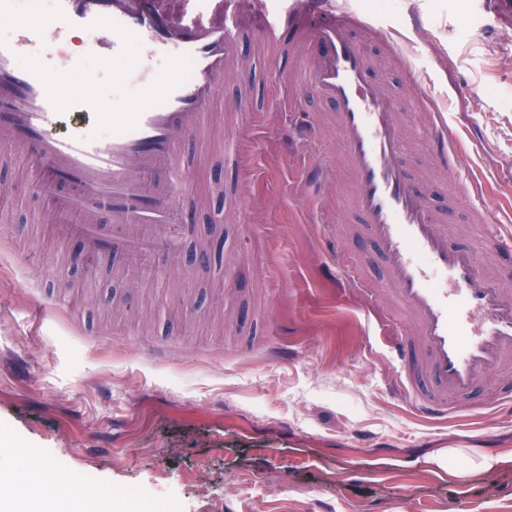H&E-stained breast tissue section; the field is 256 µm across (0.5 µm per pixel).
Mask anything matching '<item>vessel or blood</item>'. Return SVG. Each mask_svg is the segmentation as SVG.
I'll use <instances>...</instances> for the list:
<instances>
[{
    "label": "vessel or blood",
    "instance_id": "b4317fda",
    "mask_svg": "<svg viewBox=\"0 0 512 512\" xmlns=\"http://www.w3.org/2000/svg\"><path fill=\"white\" fill-rule=\"evenodd\" d=\"M14 4L0 0V17L12 25L0 40V147L22 158L35 187L52 198L38 223L84 236L94 254L150 256L174 248L188 230L176 208L189 186L183 146L204 134L241 36L275 44L283 28L292 29L305 51L304 69L292 78L333 106L331 128L343 144L357 222L409 314L405 325L382 317L395 335L388 358L401 396L430 420L512 413V391L487 404L469 402L486 378L512 363V290L483 271L477 252L452 243L413 181L402 161L406 132L397 100L369 77L356 34L364 22L342 0H54V19L41 27ZM72 31L90 35L100 57L135 55L154 102L113 120L89 103H63L56 86L65 57L36 70L18 67L20 56L61 44ZM168 58L188 61L190 76L153 85V63ZM105 121L112 124L107 137L91 132V124ZM305 131L322 135L320 124L291 106L279 146L288 149ZM425 132L432 166L456 174L467 217L489 224L479 182L458 169L445 113L431 110ZM489 226L491 252H512V227ZM339 278L367 294L356 263L342 261Z\"/></svg>",
    "mask_w": 512,
    "mask_h": 512
}]
</instances>
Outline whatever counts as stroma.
Returning <instances> with one entry per match:
<instances>
[{
  "instance_id": "stroma-1",
  "label": "stroma",
  "mask_w": 512,
  "mask_h": 512,
  "mask_svg": "<svg viewBox=\"0 0 512 512\" xmlns=\"http://www.w3.org/2000/svg\"><path fill=\"white\" fill-rule=\"evenodd\" d=\"M375 27L400 26L411 62L447 102L466 172L486 185L494 218L512 214V28L487 0H345ZM80 52L59 78L88 88L99 111L129 112L148 88L117 82L133 59ZM374 77L401 103L405 154L448 232L479 248L487 227L449 209L453 187L433 171L425 108L378 36L362 38ZM264 71L223 81L203 140L185 146L195 232L153 280L117 257L73 264L84 246L29 224L48 201L24 165H0V433L21 453L0 457L20 491L33 463L70 475L88 492L110 490L165 512H512V463L494 477L431 470L441 448H512V415L432 422L390 393L396 373L367 323L363 300L326 273L320 247L334 224L345 253L386 301L383 261L347 218L349 176L335 134L281 153L257 133L288 98L315 118L329 103L291 85L282 50L244 36ZM317 154L327 174L301 183ZM247 201L246 215L237 204ZM208 244L206 264L187 254Z\"/></svg>"
}]
</instances>
